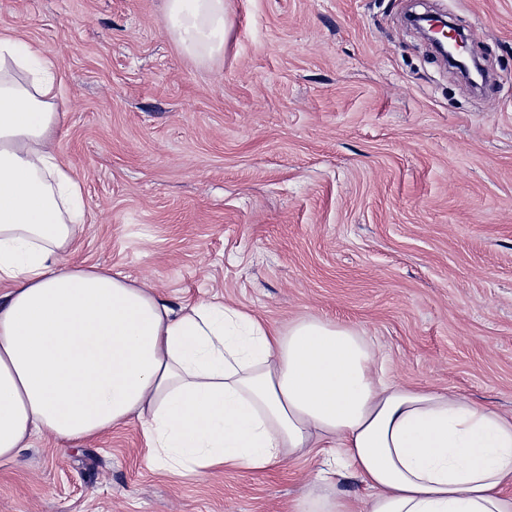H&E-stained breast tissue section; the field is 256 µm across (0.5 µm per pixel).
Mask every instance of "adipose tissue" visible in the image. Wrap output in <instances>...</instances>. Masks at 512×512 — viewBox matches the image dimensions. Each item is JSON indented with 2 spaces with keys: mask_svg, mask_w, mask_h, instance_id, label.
Returning a JSON list of instances; mask_svg holds the SVG:
<instances>
[{
  "mask_svg": "<svg viewBox=\"0 0 512 512\" xmlns=\"http://www.w3.org/2000/svg\"><path fill=\"white\" fill-rule=\"evenodd\" d=\"M186 52L224 49V0H168ZM60 83L43 51L0 35V464L32 436L75 445L138 419L160 469L264 471L323 451L292 512H512V416L448 389L384 380L358 330L281 328L234 306L171 307L63 257L87 222L55 152Z\"/></svg>",
  "mask_w": 512,
  "mask_h": 512,
  "instance_id": "obj_1",
  "label": "adipose tissue"
}]
</instances>
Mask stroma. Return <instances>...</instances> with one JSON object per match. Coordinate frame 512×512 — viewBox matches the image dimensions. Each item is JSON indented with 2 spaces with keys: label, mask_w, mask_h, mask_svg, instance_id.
Listing matches in <instances>:
<instances>
[{
  "label": "stroma",
  "mask_w": 512,
  "mask_h": 512,
  "mask_svg": "<svg viewBox=\"0 0 512 512\" xmlns=\"http://www.w3.org/2000/svg\"><path fill=\"white\" fill-rule=\"evenodd\" d=\"M200 58L167 0H0V33L61 80L58 157L88 223L67 264L172 307L361 331L397 382L512 414V0H224ZM449 17L490 71L476 93L406 22ZM319 458L156 470L139 421L33 440L0 512H288Z\"/></svg>",
  "instance_id": "35a3bbf8"
}]
</instances>
